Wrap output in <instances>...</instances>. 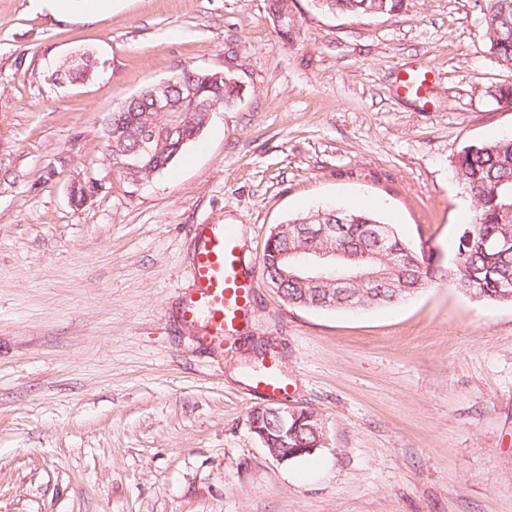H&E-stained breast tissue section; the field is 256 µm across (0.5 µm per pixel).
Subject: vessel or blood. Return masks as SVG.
Wrapping results in <instances>:
<instances>
[{"label": "vessel or blood", "instance_id": "b4317fda", "mask_svg": "<svg viewBox=\"0 0 512 512\" xmlns=\"http://www.w3.org/2000/svg\"><path fill=\"white\" fill-rule=\"evenodd\" d=\"M190 274L193 289L181 319L204 341H223L225 330L233 326L258 286L255 273L238 252L231 225H197Z\"/></svg>", "mask_w": 512, "mask_h": 512}]
</instances>
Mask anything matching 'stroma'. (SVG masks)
Masks as SVG:
<instances>
[{
    "mask_svg": "<svg viewBox=\"0 0 512 512\" xmlns=\"http://www.w3.org/2000/svg\"><path fill=\"white\" fill-rule=\"evenodd\" d=\"M293 3L285 37L268 0H0V512H512V303L445 282L309 310L263 282L223 346L180 320L198 224L234 225L259 265L288 218L367 210L447 263L474 215L457 152L512 135L486 0ZM79 49L92 76L51 81ZM421 65V97L404 95ZM184 66L241 95L129 181L104 121ZM268 364L326 426L287 463L249 426ZM317 8L332 14L349 16H367L389 14L395 12L402 4V0H315Z\"/></svg>",
    "mask_w": 512,
    "mask_h": 512,
    "instance_id": "35a3bbf8",
    "label": "stroma"
}]
</instances>
